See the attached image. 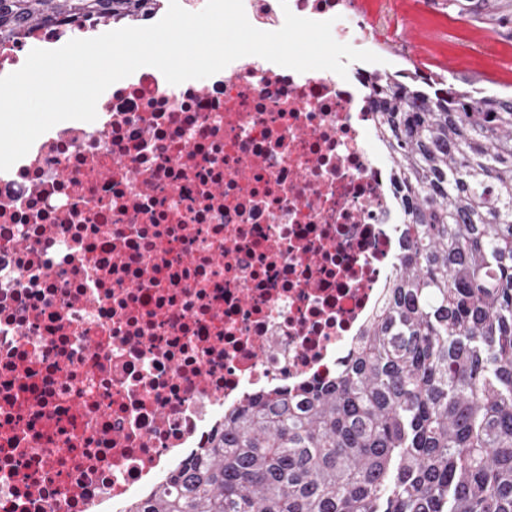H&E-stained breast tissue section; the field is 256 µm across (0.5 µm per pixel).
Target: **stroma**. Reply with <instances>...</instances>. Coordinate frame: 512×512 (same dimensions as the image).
<instances>
[{
  "label": "stroma",
  "mask_w": 512,
  "mask_h": 512,
  "mask_svg": "<svg viewBox=\"0 0 512 512\" xmlns=\"http://www.w3.org/2000/svg\"><path fill=\"white\" fill-rule=\"evenodd\" d=\"M361 14L376 27L375 53L386 69L415 68L512 91V39L448 11L444 0H365ZM404 38L416 43L415 59L397 50Z\"/></svg>",
  "instance_id": "1"
}]
</instances>
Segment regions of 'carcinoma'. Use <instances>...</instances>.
<instances>
[{
  "label": "carcinoma",
  "instance_id": "obj_1",
  "mask_svg": "<svg viewBox=\"0 0 512 512\" xmlns=\"http://www.w3.org/2000/svg\"><path fill=\"white\" fill-rule=\"evenodd\" d=\"M152 0H0V42ZM512 35L509 0H448ZM407 249L330 381L272 387L129 512H512V94L371 75Z\"/></svg>",
  "mask_w": 512,
  "mask_h": 512
}]
</instances>
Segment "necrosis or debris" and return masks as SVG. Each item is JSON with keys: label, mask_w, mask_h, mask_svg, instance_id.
<instances>
[{"label": "necrosis or debris", "mask_w": 512, "mask_h": 512, "mask_svg": "<svg viewBox=\"0 0 512 512\" xmlns=\"http://www.w3.org/2000/svg\"><path fill=\"white\" fill-rule=\"evenodd\" d=\"M369 42L347 0H243ZM61 19L0 44V76ZM367 63L145 66L0 171V512H128L226 409L326 381L405 246Z\"/></svg>", "instance_id": "obj_1"}]
</instances>
